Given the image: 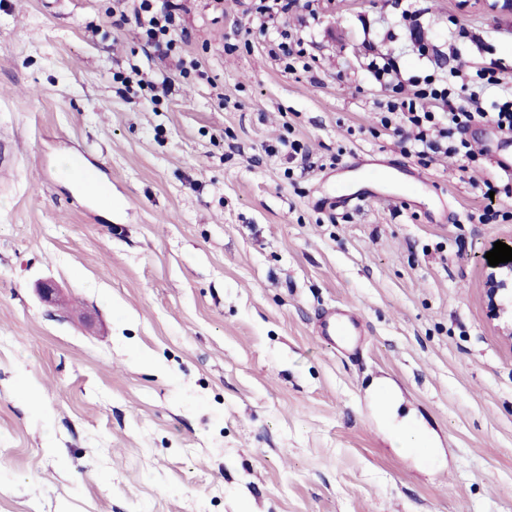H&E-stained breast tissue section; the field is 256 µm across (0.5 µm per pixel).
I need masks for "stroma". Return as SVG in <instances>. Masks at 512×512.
I'll return each mask as SVG.
<instances>
[{"label": "stroma", "mask_w": 512, "mask_h": 512, "mask_svg": "<svg viewBox=\"0 0 512 512\" xmlns=\"http://www.w3.org/2000/svg\"><path fill=\"white\" fill-rule=\"evenodd\" d=\"M178 2L164 56L113 0H0V512H512V344L478 260L512 239V196L508 220L466 219L512 136L452 130L495 146L469 168L406 153L369 68L391 59L409 93L462 68L493 109L512 14L298 0L263 32L260 0ZM161 73L156 102L139 78ZM69 152L111 213L59 176ZM382 163L411 199L323 205ZM332 307L362 318L358 355L315 334ZM380 383L393 413L371 405ZM405 423L422 446L395 447Z\"/></svg>", "instance_id": "obj_1"}]
</instances>
